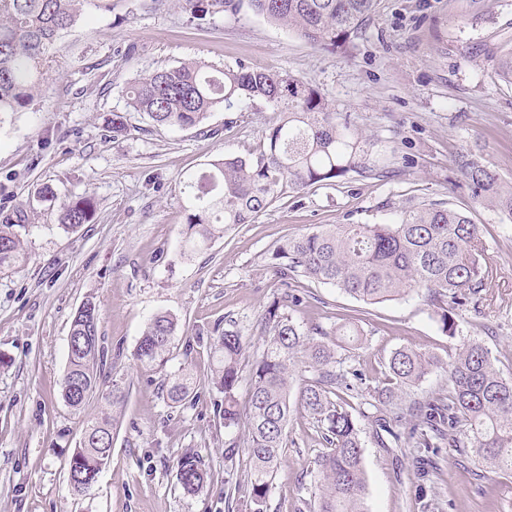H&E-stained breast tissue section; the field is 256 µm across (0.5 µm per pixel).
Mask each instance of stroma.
Segmentation results:
<instances>
[{
  "label": "stroma",
  "instance_id": "35a3bbf8",
  "mask_svg": "<svg viewBox=\"0 0 512 512\" xmlns=\"http://www.w3.org/2000/svg\"><path fill=\"white\" fill-rule=\"evenodd\" d=\"M512 43V0H377L369 20L342 48L327 51L256 14L198 19L177 0H84L75 30L50 58L49 80L23 111L0 116V222L19 224L28 259L0 274V512H228L224 480L246 469L244 434L224 426V396L211 387L210 342L234 326L253 362L266 307L290 296L303 326L334 333L352 322L360 343L337 357L376 387L395 349L413 345L448 359L466 340L489 349L512 375V221L473 200L455 159L470 152L512 185V86L488 59ZM201 61L245 64L312 82L336 111L350 113L380 157L376 171L292 192L253 222L232 226L209 249L186 257L182 193L189 173L215 157L262 150L276 109L257 102L212 113L199 128L157 127L129 111L127 90L160 68ZM127 129L112 132L113 113ZM92 200L93 219L76 231L59 222L62 204ZM445 203L480 224L492 288L461 306L424 294L366 304L305 278L291 282L271 263L288 237L325 224H383L397 210ZM99 306L105 348L99 395L84 409L61 396L70 324L86 298ZM450 309L455 334L440 320ZM178 319L165 370H142L134 356L150 319ZM191 363L192 400L169 404L163 385ZM125 400L110 409L104 395ZM115 416L112 452L98 482L76 495L68 463L83 422ZM284 462L267 512H307L311 470L324 449L315 423L293 407ZM368 512H422L425 486L438 512H512V476L488 472L455 451L426 458L382 448L364 426ZM234 448L226 458V448ZM198 452L212 480L198 496L177 484L176 464Z\"/></svg>",
  "mask_w": 512,
  "mask_h": 512
}]
</instances>
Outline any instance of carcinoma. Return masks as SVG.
Masks as SVG:
<instances>
[{
	"label": "carcinoma",
	"instance_id": "carcinoma-1",
	"mask_svg": "<svg viewBox=\"0 0 512 512\" xmlns=\"http://www.w3.org/2000/svg\"><path fill=\"white\" fill-rule=\"evenodd\" d=\"M81 0H0V115L20 112L44 82V66L58 41L79 21ZM190 15L233 13L237 0H178ZM268 21L285 25L310 44L334 50L346 44L374 11L376 0H250ZM494 71L512 85V47L494 57ZM128 107L157 126L189 129L205 124L212 113L263 101L280 111L263 150L250 158L218 156L186 177L185 252L194 253L235 224H249L288 192H299L351 173L369 174L377 166L374 144L348 114L332 111L309 81L290 74L255 71L244 64L222 69L191 62L153 71L135 81ZM472 197L488 202L512 222V186L472 154L455 159ZM94 204L79 198L65 204L60 221L68 228L90 223ZM480 225L465 213L441 203L402 209L385 224H334L278 245L272 253L284 279L302 276L330 285L367 304L407 297L423 289L432 296L461 303L471 291L489 287L483 264ZM26 261L16 225L0 224V272ZM274 301L262 318V349L249 374V394L240 406L237 387L246 342L234 328L213 338L211 384L224 394V428H243L249 470L235 490L244 493L249 512H267V501L282 463L284 430L291 392L320 430L326 450L315 461L317 493L308 512H368L361 427L338 391L353 393L363 381L345 369L336 349L301 329ZM178 322L167 313L154 315L140 337L135 357L140 365L162 370L172 359ZM74 341L62 379V397L80 410L96 396L101 356L98 308L88 299L76 310L70 327ZM310 377L293 388L296 362ZM441 366L429 353L404 346L392 352L385 385L370 393L380 412L405 390L420 385ZM450 389L410 409L408 430L399 420L361 412L379 430L384 448L411 446L439 454L450 447L494 471L512 473V378L494 366L489 350L476 340L464 342L448 361ZM187 373L166 390L181 403L192 394ZM112 419L87 422L68 470L72 490L85 495L97 483L111 455ZM176 477L183 494H200L209 479L203 457L184 454Z\"/></svg>",
	"mask_w": 512,
	"mask_h": 512
}]
</instances>
